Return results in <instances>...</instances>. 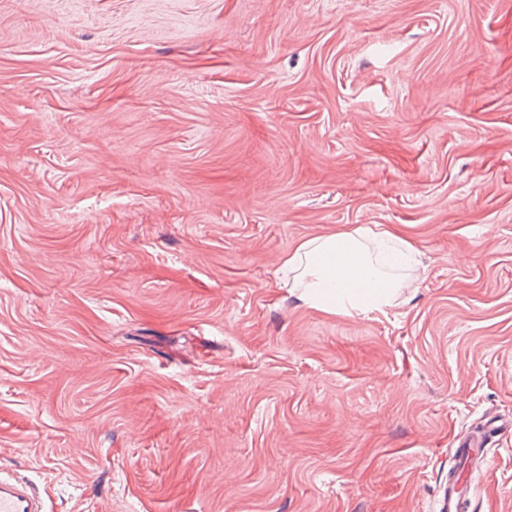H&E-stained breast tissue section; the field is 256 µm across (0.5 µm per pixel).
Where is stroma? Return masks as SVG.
Returning a JSON list of instances; mask_svg holds the SVG:
<instances>
[{
    "label": "stroma",
    "mask_w": 512,
    "mask_h": 512,
    "mask_svg": "<svg viewBox=\"0 0 512 512\" xmlns=\"http://www.w3.org/2000/svg\"><path fill=\"white\" fill-rule=\"evenodd\" d=\"M353 224L416 292L280 279ZM512 420V0H0V468L47 512H434ZM464 512H512V431ZM418 252L394 227L357 224L299 240L281 268L289 291L309 306L331 314H384L402 289L418 288L394 273L410 267ZM488 432L465 439L460 448H454V456H457L459 467L454 469V475L448 476V487H445L441 499L440 512H463L462 508V480L469 478L471 469L481 463L487 464Z\"/></svg>",
    "instance_id": "35a3bbf8"
}]
</instances>
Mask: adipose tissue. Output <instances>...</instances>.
<instances>
[{"label": "adipose tissue", "mask_w": 512, "mask_h": 512, "mask_svg": "<svg viewBox=\"0 0 512 512\" xmlns=\"http://www.w3.org/2000/svg\"><path fill=\"white\" fill-rule=\"evenodd\" d=\"M417 252L396 228L359 224L299 240L282 271L309 306L331 314H382L401 290L415 289V281L398 271L411 266Z\"/></svg>", "instance_id": "1"}]
</instances>
